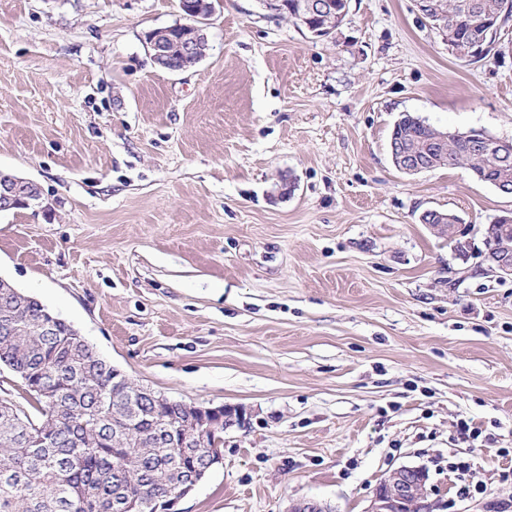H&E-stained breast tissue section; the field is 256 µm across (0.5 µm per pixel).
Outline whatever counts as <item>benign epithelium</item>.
<instances>
[{
    "label": "benign epithelium",
    "instance_id": "obj_1",
    "mask_svg": "<svg viewBox=\"0 0 512 512\" xmlns=\"http://www.w3.org/2000/svg\"><path fill=\"white\" fill-rule=\"evenodd\" d=\"M216 0H179V8L185 22L176 23L170 28L163 29L169 33L170 29L184 28L190 34L179 42L161 40L151 37L146 47L152 61L162 66L164 71L173 72L171 61L177 56H192L198 51V35L204 30L205 21L215 11ZM270 9L281 11L289 8L297 22L304 29L318 34L313 20L322 9H336L332 0H271ZM391 160L396 168L405 173H417L422 167L414 165L407 160L404 151L397 144L391 145ZM41 203V194L35 183L9 172L0 171V212H7L19 207H28L31 200ZM484 261L489 267L504 275H512V248L492 241L484 244ZM185 408L195 411L196 416H188L183 420L184 429L190 433L211 429L216 425H231L242 421L241 411L229 405L220 407H198L187 404ZM428 476L419 467L400 466L390 471L374 490L366 512H431L427 502L429 491ZM288 512H330V508L316 500H299L292 503Z\"/></svg>",
    "mask_w": 512,
    "mask_h": 512
}]
</instances>
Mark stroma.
I'll list each match as a JSON object with an SVG mask.
<instances>
[{
	"label": "stroma",
	"instance_id": "stroma-1",
	"mask_svg": "<svg viewBox=\"0 0 512 512\" xmlns=\"http://www.w3.org/2000/svg\"><path fill=\"white\" fill-rule=\"evenodd\" d=\"M180 19L0 0V169L42 194L0 213V277L138 385L243 410L179 512H365L399 466L426 471L431 512H502L512 276L481 229L512 196L463 165L402 174L389 136L412 112L512 138V50L460 62L416 0H350L326 39L221 0L205 58L170 74L144 36ZM427 209L474 225L466 256Z\"/></svg>",
	"mask_w": 512,
	"mask_h": 512
}]
</instances>
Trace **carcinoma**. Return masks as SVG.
<instances>
[{"instance_id":"cac0c4a2","label":"carcinoma","mask_w":512,"mask_h":512,"mask_svg":"<svg viewBox=\"0 0 512 512\" xmlns=\"http://www.w3.org/2000/svg\"><path fill=\"white\" fill-rule=\"evenodd\" d=\"M438 3L457 48L483 37L482 21L512 20V0ZM485 45L486 55L502 54L494 39ZM390 139L430 170L460 164L492 187L512 185V159L414 113L399 115ZM484 235L512 242V213L495 217ZM48 314L19 289L0 288V363L24 381L38 413L0 398V512H165L222 459L224 429L186 436L174 428L180 406L131 407L117 370L66 321L46 324Z\"/></svg>"}]
</instances>
